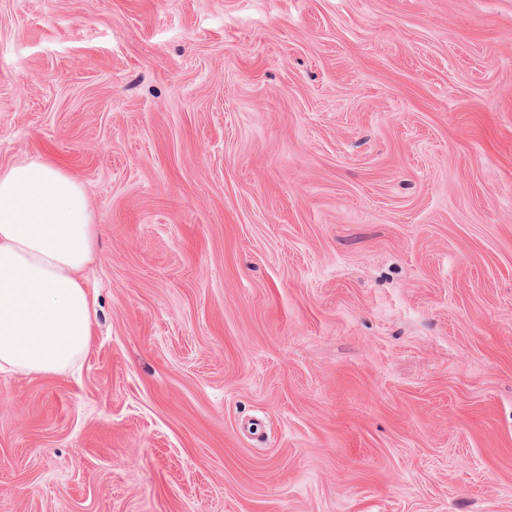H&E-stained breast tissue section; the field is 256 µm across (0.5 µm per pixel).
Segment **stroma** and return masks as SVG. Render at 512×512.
<instances>
[{
	"instance_id": "1",
	"label": "stroma",
	"mask_w": 512,
	"mask_h": 512,
	"mask_svg": "<svg viewBox=\"0 0 512 512\" xmlns=\"http://www.w3.org/2000/svg\"><path fill=\"white\" fill-rule=\"evenodd\" d=\"M29 162L97 316L0 512H512V0H0Z\"/></svg>"
}]
</instances>
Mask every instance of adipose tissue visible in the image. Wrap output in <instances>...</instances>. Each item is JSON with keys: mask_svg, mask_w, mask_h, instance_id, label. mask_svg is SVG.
Here are the masks:
<instances>
[{"mask_svg": "<svg viewBox=\"0 0 512 512\" xmlns=\"http://www.w3.org/2000/svg\"><path fill=\"white\" fill-rule=\"evenodd\" d=\"M98 231L72 177L34 162L0 172V371L58 374L88 350L96 310L79 274Z\"/></svg>", "mask_w": 512, "mask_h": 512, "instance_id": "adipose-tissue-1", "label": "adipose tissue"}]
</instances>
